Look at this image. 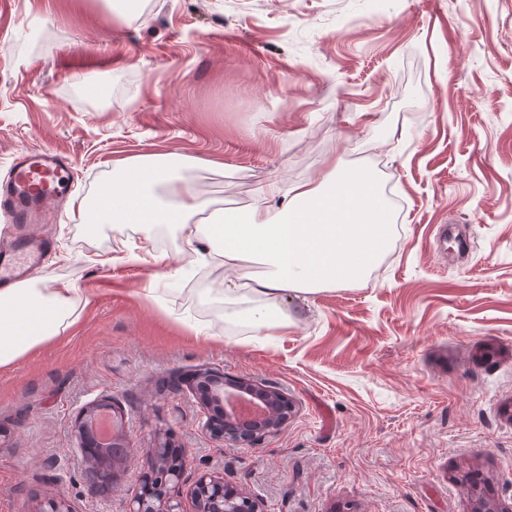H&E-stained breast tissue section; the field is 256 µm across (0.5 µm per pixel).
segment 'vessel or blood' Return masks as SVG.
<instances>
[{
  "instance_id": "vessel-or-blood-1",
  "label": "vessel or blood",
  "mask_w": 512,
  "mask_h": 512,
  "mask_svg": "<svg viewBox=\"0 0 512 512\" xmlns=\"http://www.w3.org/2000/svg\"><path fill=\"white\" fill-rule=\"evenodd\" d=\"M69 169L67 157L54 150L20 151L14 158L11 176L0 184V212L16 224L19 251L29 253L27 268L11 261L0 264V285L24 279L26 272L38 269L43 246L32 238L29 224L44 220L45 210L63 193V175Z\"/></svg>"
}]
</instances>
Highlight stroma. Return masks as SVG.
I'll return each instance as SVG.
<instances>
[{
    "label": "stroma",
    "instance_id": "stroma-1",
    "mask_svg": "<svg viewBox=\"0 0 512 512\" xmlns=\"http://www.w3.org/2000/svg\"><path fill=\"white\" fill-rule=\"evenodd\" d=\"M0 0V180L49 146L74 172L43 275L79 290L76 323L0 367V512H127L157 442L263 512H512V0ZM190 156L210 210L243 211L277 176L373 169L393 199L365 276L259 306L263 336L201 269L184 292L168 224L83 223L112 167ZM156 241L163 262L122 261ZM216 325L197 337L194 326ZM285 391L292 418L243 448L211 439L200 367ZM111 401L135 448L95 493L75 422ZM246 318L250 326L257 332L272 328H288L291 324L288 318L276 319L266 308L252 307L246 312Z\"/></svg>",
    "mask_w": 512,
    "mask_h": 512
}]
</instances>
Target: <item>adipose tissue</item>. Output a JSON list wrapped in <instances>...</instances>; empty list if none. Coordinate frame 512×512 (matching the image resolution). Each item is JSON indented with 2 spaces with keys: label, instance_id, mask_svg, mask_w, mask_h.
<instances>
[{
  "label": "adipose tissue",
  "instance_id": "obj_1",
  "mask_svg": "<svg viewBox=\"0 0 512 512\" xmlns=\"http://www.w3.org/2000/svg\"><path fill=\"white\" fill-rule=\"evenodd\" d=\"M185 158L142 155L112 168V202L85 209L87 224H172L178 256L190 267L217 263L241 300L317 293L362 278L386 246V212L373 177L331 168L327 177L291 184L273 178L251 208L194 223L207 202L181 175ZM73 288L26 279L0 288V366L57 337L76 320Z\"/></svg>",
  "mask_w": 512,
  "mask_h": 512
}]
</instances>
